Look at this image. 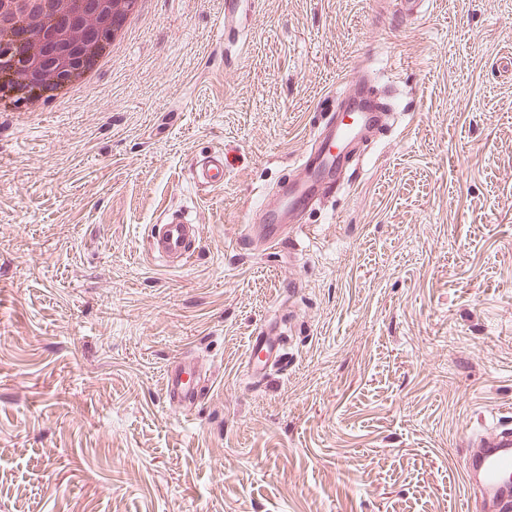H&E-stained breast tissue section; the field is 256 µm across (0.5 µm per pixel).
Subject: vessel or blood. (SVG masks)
Listing matches in <instances>:
<instances>
[{"mask_svg":"<svg viewBox=\"0 0 512 512\" xmlns=\"http://www.w3.org/2000/svg\"><path fill=\"white\" fill-rule=\"evenodd\" d=\"M358 115L356 123L346 120L347 112ZM387 115L384 101L366 100L363 79H354L325 122L314 131L304 152L299 168L306 179L288 187L286 207L289 212L305 213L313 188L327 193L335 192L343 163L335 147L340 143H355L357 132L376 128ZM232 166L227 154L214 153L196 162L193 176L200 185L223 186L224 175ZM248 235L261 237L270 246L283 243L288 234L281 214L263 209L254 224L248 225ZM201 237L199 227L180 210L165 215L161 223L151 225L148 234V252L164 266L187 261L195 253ZM245 366L256 379H264L271 371L288 368L286 338L281 323L263 322L252 333L245 353ZM193 369L184 357L173 360L167 367L162 383L168 404L179 405L191 412L198 404L201 391L185 380ZM466 487H479L484 502L483 512H512V426L499 425L491 434L473 435L467 440L463 457Z\"/></svg>","mask_w":512,"mask_h":512,"instance_id":"vessel-or-blood-1","label":"vessel or blood"}]
</instances>
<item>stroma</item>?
<instances>
[{"label":"stroma","instance_id":"stroma-1","mask_svg":"<svg viewBox=\"0 0 512 512\" xmlns=\"http://www.w3.org/2000/svg\"><path fill=\"white\" fill-rule=\"evenodd\" d=\"M144 0L70 101L0 108V512H468L512 423V0ZM391 114L336 193L248 242L356 67ZM224 151L220 188L191 164ZM201 226L148 256L166 211ZM285 323L287 372L247 339ZM190 355L213 384L161 392ZM252 219L251 222L258 224L247 225V231L244 236L248 238L252 235H257L269 244L270 247L281 245L287 238L288 228L294 226L281 224L280 212L267 208L260 210ZM161 223L150 227L149 255L165 267L191 258L201 240L199 226L182 210L167 213ZM245 367L259 381L273 370H287L288 352L281 323L264 321L249 336ZM196 372V368L186 357L173 360L165 370L162 391L168 404L179 405L189 414L198 404L203 386L199 389L184 380L188 372Z\"/></svg>","mask_w":512,"mask_h":512}]
</instances>
